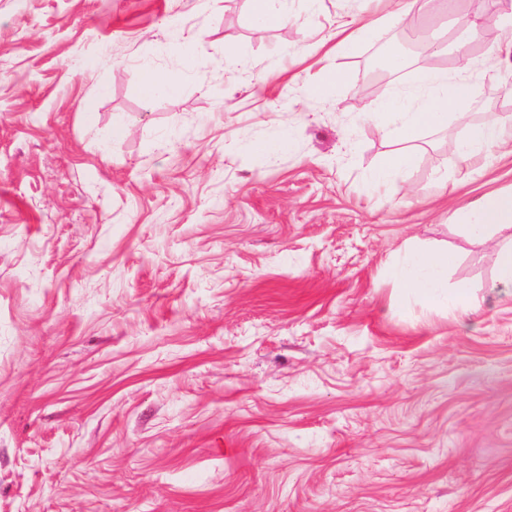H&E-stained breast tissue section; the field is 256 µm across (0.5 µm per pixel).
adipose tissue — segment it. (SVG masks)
Listing matches in <instances>:
<instances>
[{
	"label": "adipose tissue",
	"instance_id": "obj_1",
	"mask_svg": "<svg viewBox=\"0 0 512 512\" xmlns=\"http://www.w3.org/2000/svg\"><path fill=\"white\" fill-rule=\"evenodd\" d=\"M474 87L469 68L458 69L456 74L432 66H420L413 82L406 87H393L376 103L372 114L383 122L387 138L397 144V151L383 158L369 175L374 191L388 189L406 170L414 167L417 154L412 146L417 133L425 128L447 124L449 118L464 123L463 136L449 142V149L461 160L493 157L505 145L512 143V116L492 124H471L467 109L473 101ZM456 114H449V107ZM471 234L512 228V190L489 196L479 201L466 214ZM454 262L449 252H427L415 247L407 248L393 264L390 274L406 293L419 296L431 306L467 305L469 291L459 287L445 295L439 290L442 274Z\"/></svg>",
	"mask_w": 512,
	"mask_h": 512
}]
</instances>
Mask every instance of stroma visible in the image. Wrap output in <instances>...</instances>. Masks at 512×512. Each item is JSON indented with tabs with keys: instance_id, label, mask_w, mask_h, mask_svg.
Wrapping results in <instances>:
<instances>
[{
	"instance_id": "35a3bbf8",
	"label": "stroma",
	"mask_w": 512,
	"mask_h": 512,
	"mask_svg": "<svg viewBox=\"0 0 512 512\" xmlns=\"http://www.w3.org/2000/svg\"><path fill=\"white\" fill-rule=\"evenodd\" d=\"M0 0V512H512V284L501 231L456 212L512 189L364 113L458 19L430 0L330 55L376 0ZM406 40L398 72L373 61ZM502 90L512 66L471 55ZM177 80L145 98L143 67ZM346 84L306 90L323 69ZM264 141L281 142L272 153ZM451 251L467 309L403 295L407 247ZM271 0H251L252 14L262 25H279L288 21V16L275 12L270 7ZM416 161V150L412 146H403L386 156L369 175L371 189L387 190L404 171L413 168Z\"/></svg>"
}]
</instances>
